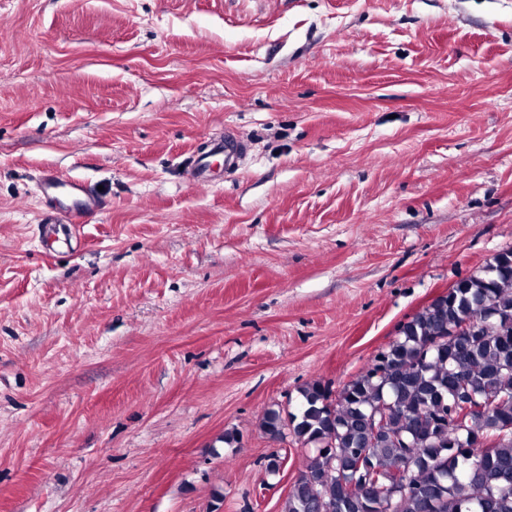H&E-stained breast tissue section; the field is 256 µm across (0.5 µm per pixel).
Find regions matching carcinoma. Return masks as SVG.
I'll return each mask as SVG.
<instances>
[{"label": "carcinoma", "mask_w": 512, "mask_h": 512, "mask_svg": "<svg viewBox=\"0 0 512 512\" xmlns=\"http://www.w3.org/2000/svg\"><path fill=\"white\" fill-rule=\"evenodd\" d=\"M512 248L413 315L374 365L333 390L300 387L298 413H264L272 440L284 430L316 450L284 512H512ZM470 321L462 341L453 329ZM485 405L459 415L456 380ZM390 403L385 431L366 418ZM491 439L487 449L482 441Z\"/></svg>", "instance_id": "obj_1"}]
</instances>
